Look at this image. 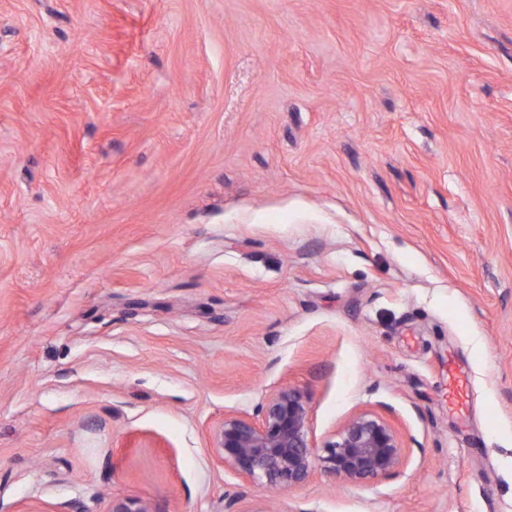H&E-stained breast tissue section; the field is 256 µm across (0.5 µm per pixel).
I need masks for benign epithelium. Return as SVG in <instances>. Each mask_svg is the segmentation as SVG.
Instances as JSON below:
<instances>
[{
    "label": "benign epithelium",
    "instance_id": "obj_1",
    "mask_svg": "<svg viewBox=\"0 0 512 512\" xmlns=\"http://www.w3.org/2000/svg\"><path fill=\"white\" fill-rule=\"evenodd\" d=\"M309 399L294 386L269 397L254 417L226 415L215 430L213 452L245 480L270 489L292 490L320 469L365 484L400 473L408 458L395 426L376 412L355 415L317 445L310 428ZM109 512H150L140 500L114 499Z\"/></svg>",
    "mask_w": 512,
    "mask_h": 512
}]
</instances>
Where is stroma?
<instances>
[{
    "label": "stroma",
    "instance_id": "35a3bbf8",
    "mask_svg": "<svg viewBox=\"0 0 512 512\" xmlns=\"http://www.w3.org/2000/svg\"><path fill=\"white\" fill-rule=\"evenodd\" d=\"M286 384L402 472L218 463ZM116 498L512 512V0H0V512Z\"/></svg>",
    "mask_w": 512,
    "mask_h": 512
}]
</instances>
